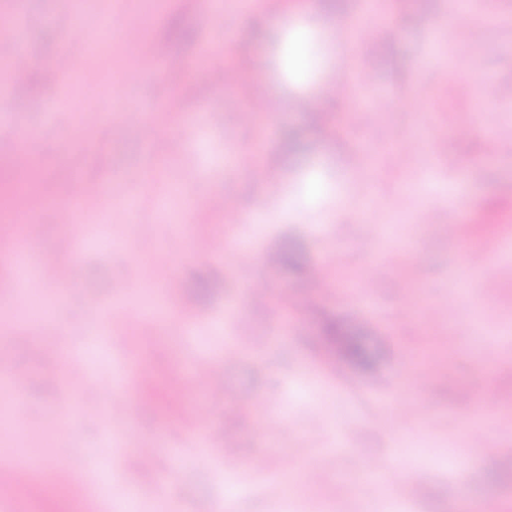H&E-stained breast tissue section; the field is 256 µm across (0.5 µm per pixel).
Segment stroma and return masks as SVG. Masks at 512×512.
Listing matches in <instances>:
<instances>
[{
  "mask_svg": "<svg viewBox=\"0 0 512 512\" xmlns=\"http://www.w3.org/2000/svg\"><path fill=\"white\" fill-rule=\"evenodd\" d=\"M360 2L264 0L242 15L215 11L211 0H94L115 32L139 26L141 49L184 64L197 86L185 98L157 73L124 83L137 51L116 35L79 57L73 80L44 83L42 71L74 33L70 16L60 0H0V17L27 18L0 36L30 61L18 77L27 94L0 95V165L17 137H33L43 189L36 226L18 231L36 262L79 272L63 285L33 281L28 294L52 311L23 318L0 262V369L29 377L20 400L0 402V463L21 446L43 459L27 486L0 492V512L9 500L28 501L30 512H115L129 490L138 512H221L229 485L240 489L233 512H391L390 501L366 500L358 486L369 470L399 466L420 488L412 512H474L490 498L512 512V0H480L476 47L438 39L448 0H394L396 34L376 44L371 88L394 105L379 119L328 95L335 71L356 64L337 30ZM297 37L305 58L295 69ZM208 42L224 66L251 71L246 84L227 89L200 75ZM107 79L112 100L101 109L111 121L75 127V99ZM254 98L273 99L277 111L246 112ZM125 108L149 115L150 129L123 121ZM464 125L470 135L459 134ZM366 146L376 165L351 170ZM63 182L103 186L79 223L58 219ZM210 196L246 215L262 211L267 222L225 223L205 206ZM454 201L464 205L461 239H449L446 223L414 218ZM219 233L251 243L258 257L286 258L243 269L192 248L168 270L152 262L169 240ZM468 248L489 250L492 267L462 274ZM326 262L329 278L313 281ZM371 269L375 298L363 301L350 283ZM255 279L269 291L261 306L246 296ZM407 299L422 311L402 326L393 316ZM240 327L252 347L226 352ZM52 336L66 358L46 351ZM205 358L222 367L220 393L192 378ZM77 370L86 376L73 388L72 422L53 435L59 374ZM121 375L126 412L116 419ZM402 406L406 425H377ZM280 411L288 427L266 429ZM469 416L492 453L472 454ZM124 435L153 449L154 469L122 445ZM320 457L330 468L315 480L307 468ZM287 470L296 475L290 494L281 489Z\"/></svg>",
  "mask_w": 512,
  "mask_h": 512,
  "instance_id": "35a3bbf8",
  "label": "stroma"
}]
</instances>
